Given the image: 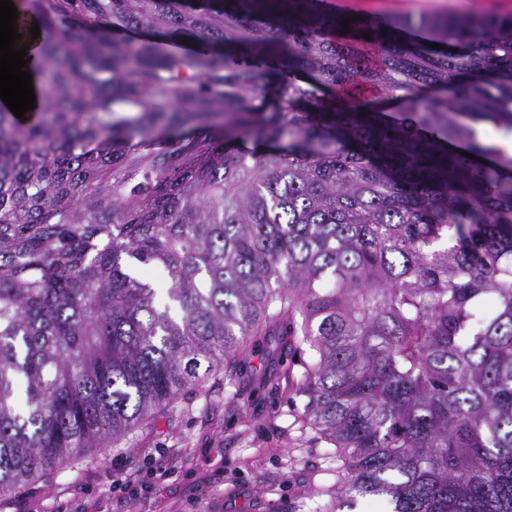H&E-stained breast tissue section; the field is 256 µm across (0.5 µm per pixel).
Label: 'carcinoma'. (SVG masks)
I'll return each instance as SVG.
<instances>
[{
	"instance_id": "obj_1",
	"label": "carcinoma",
	"mask_w": 512,
	"mask_h": 512,
	"mask_svg": "<svg viewBox=\"0 0 512 512\" xmlns=\"http://www.w3.org/2000/svg\"><path fill=\"white\" fill-rule=\"evenodd\" d=\"M19 2L42 103L0 107V500L280 330L312 352L314 512H512V154L478 137L512 135V16ZM136 275L147 282H150L159 292L160 297L165 298L166 288L168 286V277L166 271L153 265L138 264L135 268Z\"/></svg>"
}]
</instances>
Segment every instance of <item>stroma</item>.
I'll use <instances>...</instances> for the list:
<instances>
[{
  "instance_id": "35a3bbf8",
  "label": "stroma",
  "mask_w": 512,
  "mask_h": 512,
  "mask_svg": "<svg viewBox=\"0 0 512 512\" xmlns=\"http://www.w3.org/2000/svg\"><path fill=\"white\" fill-rule=\"evenodd\" d=\"M343 16L384 19L421 14L508 15L512 0H327ZM309 351L284 336L254 339L238 358L234 382L212 367L199 387L157 408L120 441H105L74 466L55 469L0 504V512H57L78 505L89 489L104 512H312L333 482L322 446L302 428L292 374ZM177 457L172 473L153 477L135 497L112 482L140 469L146 457Z\"/></svg>"
}]
</instances>
